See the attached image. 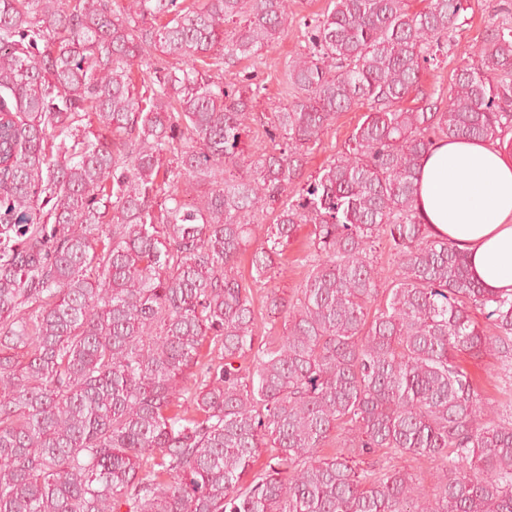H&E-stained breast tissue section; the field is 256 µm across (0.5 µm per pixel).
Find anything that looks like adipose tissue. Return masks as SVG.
Returning a JSON list of instances; mask_svg holds the SVG:
<instances>
[{
  "label": "adipose tissue",
  "mask_w": 512,
  "mask_h": 512,
  "mask_svg": "<svg viewBox=\"0 0 512 512\" xmlns=\"http://www.w3.org/2000/svg\"><path fill=\"white\" fill-rule=\"evenodd\" d=\"M416 204L432 233L465 251L489 293L512 296V152L478 141H441L425 155Z\"/></svg>",
  "instance_id": "1"
}]
</instances>
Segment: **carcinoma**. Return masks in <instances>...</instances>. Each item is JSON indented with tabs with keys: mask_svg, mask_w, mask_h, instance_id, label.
Returning a JSON list of instances; mask_svg holds the SVG:
<instances>
[{
	"mask_svg": "<svg viewBox=\"0 0 512 512\" xmlns=\"http://www.w3.org/2000/svg\"><path fill=\"white\" fill-rule=\"evenodd\" d=\"M330 5L247 161L250 98L197 63L279 40L288 0H0V512H512V405L486 418L456 361L497 354L512 390V298L416 205L435 143L512 133V27L472 51L446 107L404 109L461 0ZM263 204L275 222L251 223ZM303 225L309 271L291 302L268 288L282 333L259 342L253 288ZM259 231L248 281L236 263ZM406 456L438 462L433 493L392 463ZM367 111L366 107L354 109L342 113L336 123L322 135V143L307 159L304 169L306 180L310 176H316L317 172L326 165L334 155H339L347 148L348 138L358 123L361 116Z\"/></svg>",
	"mask_w": 512,
	"mask_h": 512,
	"instance_id": "1",
	"label": "carcinoma"
}]
</instances>
